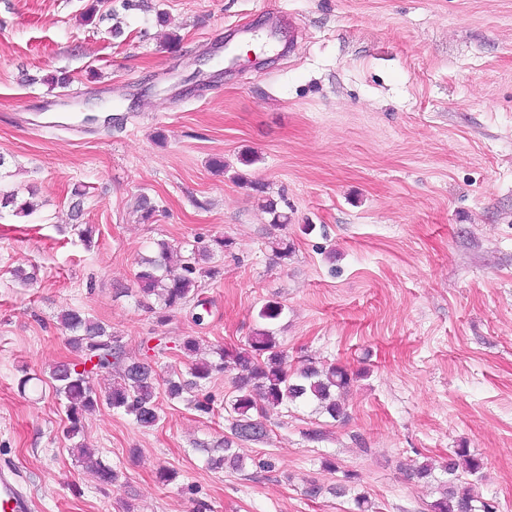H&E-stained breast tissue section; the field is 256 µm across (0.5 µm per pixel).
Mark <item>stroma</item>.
Returning a JSON list of instances; mask_svg holds the SVG:
<instances>
[{"instance_id":"stroma-1","label":"stroma","mask_w":512,"mask_h":512,"mask_svg":"<svg viewBox=\"0 0 512 512\" xmlns=\"http://www.w3.org/2000/svg\"><path fill=\"white\" fill-rule=\"evenodd\" d=\"M91 2L0 0V195L35 206L0 210V465L35 512H356L306 494L349 473L375 512H430L437 485L410 469L461 447L483 462L476 493L512 512V0H112L109 21ZM59 71L68 84L48 85ZM87 98L112 123L60 129ZM141 192L159 206L147 223ZM218 236L233 246L201 280L202 321L124 295L160 242ZM270 300L292 368L360 372L344 418L268 409L267 437L235 450L272 469L215 472L197 446L230 432L233 372L208 386L212 415L166 399L141 429L102 403L83 430L118 474L100 485L48 380L76 357L60 312L83 308L163 380L247 344ZM26 373L41 382L23 392Z\"/></svg>"}]
</instances>
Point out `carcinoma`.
Here are the masks:
<instances>
[{"instance_id": "1", "label": "carcinoma", "mask_w": 512, "mask_h": 512, "mask_svg": "<svg viewBox=\"0 0 512 512\" xmlns=\"http://www.w3.org/2000/svg\"><path fill=\"white\" fill-rule=\"evenodd\" d=\"M231 239L220 236L213 239L212 247L193 250L191 255L172 264L171 247L163 243L155 257H143L138 262L135 281L138 295L161 304L165 310H181L189 304L201 305L199 279L211 274L204 268L214 256L230 250ZM59 323L70 333L69 344L80 352V363L61 362L50 373L55 397L64 407L67 419L65 435L72 440L82 435L83 418L95 410L99 397L91 385L93 371L115 370L117 380L106 398L112 410L130 417L145 429L156 426L161 420L158 403V379L152 366L144 360L125 356L121 339L107 330L101 321L90 316L80 307H70L59 315ZM216 361H201L189 367L187 375L180 373L166 380L165 393L175 400L185 392L193 397L188 402L204 414L214 412V401L206 392L214 372H235V396L231 411L236 414L231 435L224 437V447L206 448V464L212 470L228 466L244 471L246 458L233 451L239 441H257L266 436L265 425L254 415H263L264 407L288 404L313 403L317 409L337 420L343 411L336 396L344 393L361 377L334 364L305 365L299 369L288 367V355L281 349L274 332L264 327L255 333L248 347H220L215 351ZM84 369H78V365ZM91 368H85V365ZM79 458L92 463L100 484L107 485L116 479V471L95 458V451L77 442L73 446ZM448 479L440 482L439 497L431 504V512H496L495 506L481 501L473 490L461 491L456 486L460 472L472 476L481 470L480 459L467 448H458L441 465Z\"/></svg>"}]
</instances>
